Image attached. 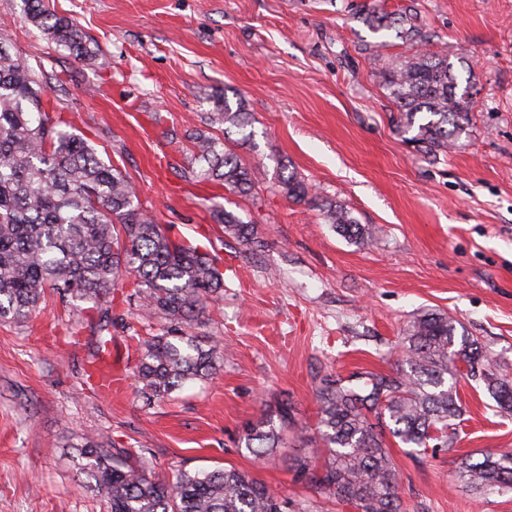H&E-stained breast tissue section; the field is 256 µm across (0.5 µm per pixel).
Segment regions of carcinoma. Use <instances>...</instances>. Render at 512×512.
Here are the masks:
<instances>
[{"label":"carcinoma","instance_id":"obj_1","mask_svg":"<svg viewBox=\"0 0 512 512\" xmlns=\"http://www.w3.org/2000/svg\"><path fill=\"white\" fill-rule=\"evenodd\" d=\"M22 18L47 40L79 60L96 52L75 20L59 16L46 0H21ZM378 32L396 21L378 6L365 12ZM398 109L396 127L429 155L448 154L470 124L472 105L458 93L459 75L446 53H422L376 72ZM44 72L0 48V319L27 320L51 290L97 330L94 357L109 351L116 313L112 293L134 278L141 317L163 322L161 332L139 342L136 376L147 402L161 400L189 380L211 378L223 351L204 346L190 331L207 304L224 288L217 258L198 245L175 241L167 227L142 210L131 180L105 163L92 142L52 121L39 91ZM248 113L216 105L207 125L243 128ZM198 176L232 194L250 196L251 170L207 131L188 149ZM288 197L304 201L311 192L297 174L281 177ZM326 223L338 234L365 243L372 233L333 201L322 204ZM224 232L245 246L257 240L251 225L224 211ZM459 322L435 312L419 315L402 336L409 371L370 373L356 384L328 376L318 390L320 419L313 447L325 461L296 459L297 474L357 512H401L395 467L386 435L415 448L436 440L451 447L463 410L455 386L445 385L457 363L466 377L484 385L499 409L512 413V376L480 342L458 332ZM291 419L283 404L249 424L245 449L256 459L277 447ZM79 469L94 480L110 512H288L279 495L235 468L180 472L173 483L155 478L148 461H133L123 448L84 437L74 445ZM459 477L480 492L512 488V450L481 452L462 462Z\"/></svg>","mask_w":512,"mask_h":512}]
</instances>
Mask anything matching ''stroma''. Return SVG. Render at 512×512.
<instances>
[{"instance_id":"35a3bbf8","label":"stroma","mask_w":512,"mask_h":512,"mask_svg":"<svg viewBox=\"0 0 512 512\" xmlns=\"http://www.w3.org/2000/svg\"><path fill=\"white\" fill-rule=\"evenodd\" d=\"M379 2L422 38L372 31ZM98 46L81 61L0 0V40L46 75L71 132L135 184L146 211L218 256L224 291L192 328L224 344L209 380L146 403L136 392L137 339L148 331L121 307L106 363L113 393L88 381L96 330L58 295L23 323L0 321V512H107L86 483L72 442L99 435L146 457L155 477L233 467L288 502V512H351L298 478L295 460L317 434L322 378L394 374L399 339L424 311L448 314L512 367V0H49ZM447 52L471 78V128L430 157L395 126L397 108L375 70L415 51ZM243 105L247 132L204 118L218 99ZM209 128L252 170L256 195L228 204L194 182L181 156ZM312 201L283 192L280 166ZM333 200L372 228L364 244L338 235L320 205ZM232 208L262 240L251 251L216 213ZM465 410L450 448L388 445L406 512H512V489L476 493L459 478L467 455L512 449V413L458 378ZM291 424L255 461L243 428L280 402Z\"/></svg>"}]
</instances>
